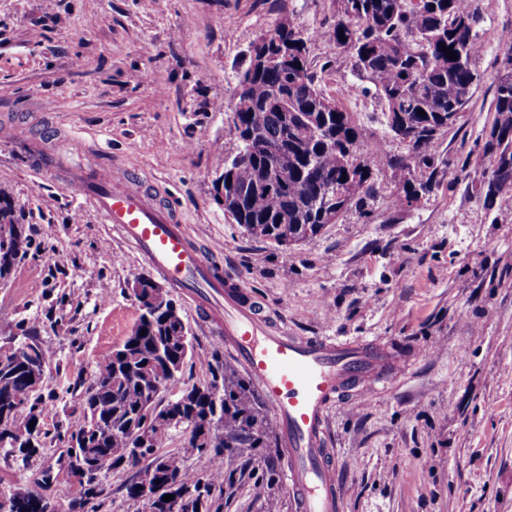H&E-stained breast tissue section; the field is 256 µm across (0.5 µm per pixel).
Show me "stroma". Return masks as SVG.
<instances>
[{"label": "stroma", "mask_w": 512, "mask_h": 512, "mask_svg": "<svg viewBox=\"0 0 512 512\" xmlns=\"http://www.w3.org/2000/svg\"><path fill=\"white\" fill-rule=\"evenodd\" d=\"M335 9L334 0H0V191L30 238L0 285V345L29 335L56 362L40 391L52 410L45 445L25 461L0 450V497L30 489L68 503L63 437L98 354L135 326L134 278L151 273L75 187L39 178L17 148L36 139L63 153L78 138L83 163L108 155L116 169L141 168L222 268L246 273L272 322L389 353L393 390L349 393L330 415L342 512H512V211L485 200L484 153L512 0H494L484 18L482 79L441 135L448 165L415 206L390 208L402 187L385 167L366 210L285 248L245 233L214 199L212 181L239 145L228 104L249 46L287 15L324 29ZM310 58L322 90L365 127L366 150L406 154L349 58L323 41ZM168 294L193 350L164 398L221 370L257 418L252 440L224 451L220 512H299L255 386L189 294ZM131 477L122 467L101 474L88 512H139Z\"/></svg>", "instance_id": "35a3bbf8"}]
</instances>
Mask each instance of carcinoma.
I'll use <instances>...</instances> for the list:
<instances>
[{"instance_id": "carcinoma-1", "label": "carcinoma", "mask_w": 512, "mask_h": 512, "mask_svg": "<svg viewBox=\"0 0 512 512\" xmlns=\"http://www.w3.org/2000/svg\"><path fill=\"white\" fill-rule=\"evenodd\" d=\"M484 20L481 0H336V15L325 30L310 35L303 27L277 23L268 35L288 42V64L274 70L248 66L236 86L245 87L241 107L233 110L239 147L225 167L234 170L224 183V194L214 195L232 222L258 238L276 243L288 239L304 242L325 226L322 214L336 207V218L374 197L373 171L385 164L399 172L403 193L391 205L405 210L419 194L432 189L441 166L439 137L453 121L448 113L460 112L472 87L481 79L476 61L484 51L479 26ZM318 40L332 44L349 57L353 72L364 78L385 107L387 127L393 136L410 137L408 154L395 159L364 152V128L317 84L309 58L310 45ZM463 59L448 58L442 48ZM495 135L485 145L491 162V186L500 205L512 197V74H498L493 81ZM29 238L18 223L12 201L0 195V279L10 274L13 259L25 252ZM183 327L181 309L170 298L149 311H141L132 335L122 348L123 359L107 350L95 362L86 406L73 422L77 430L103 422L112 429L95 448L112 458V468H130L128 496L138 502L145 489H161L153 512H212L221 509L214 491L223 487L224 440L208 446L197 435L216 427L229 435L248 428L239 410L226 407L217 381L203 390L170 400L156 394V385L168 378V364L180 370L185 350L169 343V332ZM146 335H141V331ZM30 371L18 365H0V416L18 410L31 398ZM158 413L173 427L185 426L178 458L188 459L208 450L214 464L201 477L186 465L166 468L172 459L160 453L162 437L152 430L150 448L134 453L147 416ZM16 434L0 433V448L22 459L37 448L15 445ZM99 473L79 482L72 506L97 494ZM172 495L174 499L163 500ZM0 512H54L51 503L38 499L25 505L21 494L0 500Z\"/></svg>"}]
</instances>
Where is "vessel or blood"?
Listing matches in <instances>:
<instances>
[{"label":"vessel or blood","mask_w":512,"mask_h":512,"mask_svg":"<svg viewBox=\"0 0 512 512\" xmlns=\"http://www.w3.org/2000/svg\"><path fill=\"white\" fill-rule=\"evenodd\" d=\"M31 162L69 182L103 219L117 228L145 264L186 289L217 324L218 341L253 382L273 416L287 460L285 481L300 512H340V491L328 458L327 420L344 394L358 387L379 394L393 375L380 367V353L361 340L302 338L270 326L252 301L246 275L219 271L186 234L174 208L162 205L137 172L115 179L109 163L67 167L63 158L31 150Z\"/></svg>","instance_id":"1"}]
</instances>
